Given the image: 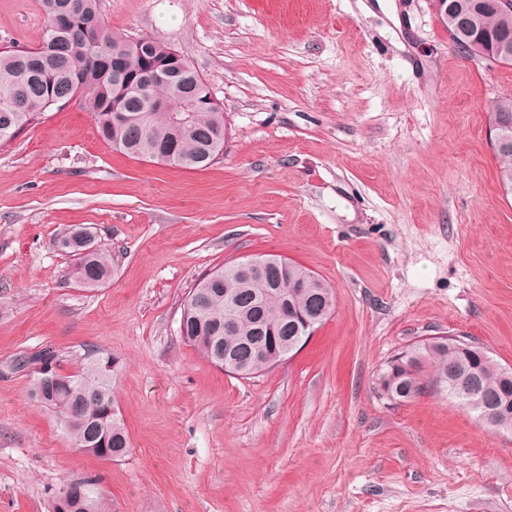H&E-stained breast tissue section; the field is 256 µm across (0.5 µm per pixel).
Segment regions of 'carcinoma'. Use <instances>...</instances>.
I'll return each instance as SVG.
<instances>
[{
    "label": "carcinoma",
    "instance_id": "carcinoma-1",
    "mask_svg": "<svg viewBox=\"0 0 512 512\" xmlns=\"http://www.w3.org/2000/svg\"><path fill=\"white\" fill-rule=\"evenodd\" d=\"M78 2L76 25L98 26L96 44L86 43L74 32L52 36L49 16L39 47L0 50V101L18 100L16 108L0 106V143L14 139L53 107H63V101L78 91L100 138L116 150L189 170L204 168L224 155V109L207 101V87L199 79H177L161 89L147 81L129 90L124 98L129 121L112 124V59L123 57L124 43L100 21L98 0ZM465 2L472 6L467 29L456 30L451 17L444 22L455 30L453 45L459 53L479 54L474 44L477 36L512 43V13L498 12L492 0ZM488 115L498 182L505 194L512 195V150L495 147L502 122H507V134L512 137V96L492 101ZM89 235L90 228L76 227L59 237L58 246L74 257L78 282L98 288L114 273L112 250L100 246L84 252L80 239ZM215 274L216 280L208 274L202 277L183 305L188 344L207 360L218 346L232 351L256 374L275 364L248 358V342L263 335L268 356L274 357L283 337L299 336L303 343L309 339L312 332L304 329V320L310 313L323 310L324 321L336 307L333 288L317 276L310 277L312 271L298 263H288V280L295 288L286 294L278 287L283 275L277 271L263 286L239 273L232 262ZM230 314L233 325L228 329L224 320ZM110 362L108 357L98 363L88 360L74 373H56L57 386L45 399L37 395L42 381L38 376L32 396L53 412L72 447L107 448L117 459L130 443L121 415L112 413L117 371L109 368ZM379 390L380 395L391 396L394 404L435 391L454 399L487 431L512 430V412L499 414L492 406L495 399L512 398V372L472 341L456 344L446 336L433 337L394 355L380 374ZM81 482L84 497L77 512H110L97 479L84 477Z\"/></svg>",
    "mask_w": 512,
    "mask_h": 512
}]
</instances>
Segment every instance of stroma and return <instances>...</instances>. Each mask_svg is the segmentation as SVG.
Wrapping results in <instances>:
<instances>
[{
    "label": "stroma",
    "instance_id": "1",
    "mask_svg": "<svg viewBox=\"0 0 512 512\" xmlns=\"http://www.w3.org/2000/svg\"><path fill=\"white\" fill-rule=\"evenodd\" d=\"M102 23L183 56L224 108L202 170L128 156L79 103L0 144V512H53L94 476L112 512H512V433L377 378L464 334L512 366V196L489 105L512 66L454 50L430 0H99ZM40 0H0V49L34 47ZM92 228L114 274L80 287L56 240ZM276 255L336 291L269 371L224 373L183 341V303L235 258ZM68 374L117 358L130 442L72 448L19 357Z\"/></svg>",
    "mask_w": 512,
    "mask_h": 512
}]
</instances>
